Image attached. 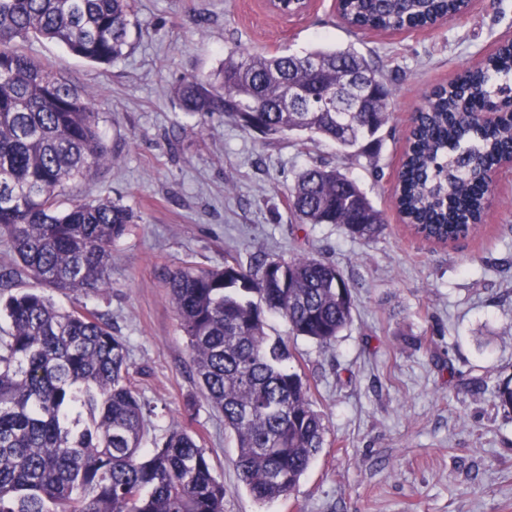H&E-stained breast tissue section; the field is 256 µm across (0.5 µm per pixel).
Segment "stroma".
I'll return each instance as SVG.
<instances>
[{
	"instance_id": "obj_1",
	"label": "stroma",
	"mask_w": 512,
	"mask_h": 512,
	"mask_svg": "<svg viewBox=\"0 0 512 512\" xmlns=\"http://www.w3.org/2000/svg\"><path fill=\"white\" fill-rule=\"evenodd\" d=\"M126 54L98 65L47 41L27 53L54 63L100 114L112 160L67 197H110L137 224L112 246L110 288L78 296L125 341L132 381L148 406L149 438L174 427L206 448L224 484V512H512V415L492 388L512 378V166L495 175L478 234L435 245L403 224L396 174L424 97L512 38V0H476L462 19L409 32H358L333 0L282 17L262 0H136ZM353 47L392 90L378 142L356 157L332 143L264 137L223 113L181 111L183 77L214 74L228 52L296 54ZM326 162L356 180L386 225L372 241L331 224L295 223L288 189ZM307 254L347 281L353 319L321 346L268 317L290 365L305 373L325 445L290 497L256 501L240 483L236 445L191 370L188 339L168 297L169 274L255 255ZM486 380L476 392L470 378Z\"/></svg>"
}]
</instances>
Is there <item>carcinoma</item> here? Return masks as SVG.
I'll return each instance as SVG.
<instances>
[{"label":"carcinoma","mask_w":512,"mask_h":512,"mask_svg":"<svg viewBox=\"0 0 512 512\" xmlns=\"http://www.w3.org/2000/svg\"><path fill=\"white\" fill-rule=\"evenodd\" d=\"M468 0H339L357 30L404 31L463 15ZM134 0H0V240L9 247L0 288L37 287L0 304V512H224V483L182 427L146 447L126 343L112 323L45 290L109 287L112 243L134 222L109 197H73L66 185L111 160L89 94L22 44L50 40L100 64L122 57ZM304 95L288 105V89ZM389 86L351 47L301 55L233 51L211 77L175 88L180 109L222 112L264 136L306 133L345 154L389 121ZM512 158V42L428 98L397 173L396 206L414 233L446 244L475 234L487 207L486 170ZM288 207L300 224H334L363 241L382 213L335 167L303 169ZM168 294L188 339L201 390L237 441L239 481L258 501L290 496L324 447L325 425L291 353L265 332L277 314L296 336L332 344L352 319L351 289L332 263L308 255L254 258L222 268L185 265ZM512 414V379L494 386Z\"/></svg>","instance_id":"carcinoma-1"}]
</instances>
